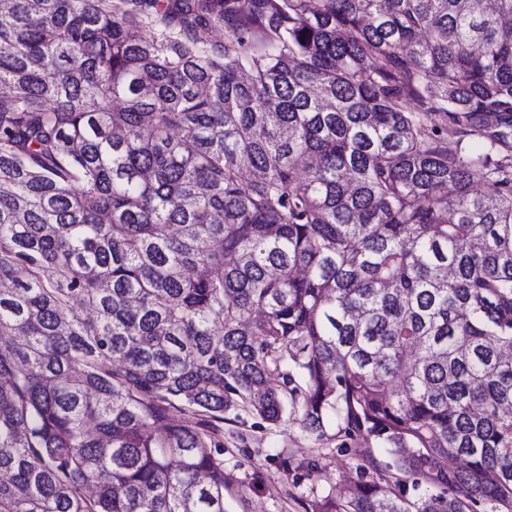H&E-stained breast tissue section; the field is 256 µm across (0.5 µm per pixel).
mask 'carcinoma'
Returning <instances> with one entry per match:
<instances>
[{
	"mask_svg": "<svg viewBox=\"0 0 512 512\" xmlns=\"http://www.w3.org/2000/svg\"><path fill=\"white\" fill-rule=\"evenodd\" d=\"M0 87V512H227L241 408L512 512V0H6Z\"/></svg>",
	"mask_w": 512,
	"mask_h": 512,
	"instance_id": "carcinoma-1",
	"label": "carcinoma"
}]
</instances>
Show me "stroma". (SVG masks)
<instances>
[{
  "mask_svg": "<svg viewBox=\"0 0 512 512\" xmlns=\"http://www.w3.org/2000/svg\"><path fill=\"white\" fill-rule=\"evenodd\" d=\"M388 460L374 443L321 439L292 416L270 424L243 411L224 425L225 502L228 512H309L331 487Z\"/></svg>",
  "mask_w": 512,
  "mask_h": 512,
  "instance_id": "35a3bbf8",
  "label": "stroma"
}]
</instances>
